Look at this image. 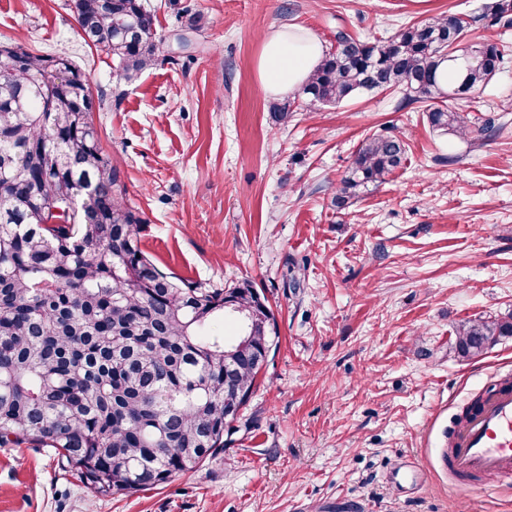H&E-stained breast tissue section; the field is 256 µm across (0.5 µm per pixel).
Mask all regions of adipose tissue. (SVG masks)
Here are the masks:
<instances>
[{"mask_svg": "<svg viewBox=\"0 0 512 512\" xmlns=\"http://www.w3.org/2000/svg\"><path fill=\"white\" fill-rule=\"evenodd\" d=\"M324 57V47L312 34L280 28L265 39L257 62L262 87L286 95L305 84Z\"/></svg>", "mask_w": 512, "mask_h": 512, "instance_id": "1", "label": "adipose tissue"}]
</instances>
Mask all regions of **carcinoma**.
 <instances>
[{
	"mask_svg": "<svg viewBox=\"0 0 512 512\" xmlns=\"http://www.w3.org/2000/svg\"><path fill=\"white\" fill-rule=\"evenodd\" d=\"M73 0L85 43L128 84L158 60L161 40L141 0ZM485 17L512 27V0ZM476 20L435 17L383 40L336 33V47L302 88L308 105L390 89L431 102L429 127L469 141L503 130L443 102L486 85L512 59L504 41L451 48ZM448 65V77L441 76ZM89 77L71 60L22 43L0 45V446L52 448L101 496L156 487L224 448L268 361L277 327L244 282L201 288L142 252V217L90 120ZM387 131L367 138L336 187L342 210L357 191L406 162ZM512 322L457 330L463 357L481 354Z\"/></svg>",
	"mask_w": 512,
	"mask_h": 512,
	"instance_id": "1",
	"label": "carcinoma"
}]
</instances>
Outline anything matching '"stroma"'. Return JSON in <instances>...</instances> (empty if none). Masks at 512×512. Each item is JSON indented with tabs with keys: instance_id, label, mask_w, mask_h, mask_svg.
I'll return each instance as SVG.
<instances>
[{
	"instance_id": "35a3bbf8",
	"label": "stroma",
	"mask_w": 512,
	"mask_h": 512,
	"mask_svg": "<svg viewBox=\"0 0 512 512\" xmlns=\"http://www.w3.org/2000/svg\"><path fill=\"white\" fill-rule=\"evenodd\" d=\"M164 61L134 84L88 47L71 0H0V44L72 57L89 75L100 145L139 212L142 250L204 288L250 283L279 345L196 469L102 497L54 450L0 447V512H512V490L457 494L448 440L471 400L512 380V336L463 357L470 320L512 321V63L452 110L505 124L467 145L401 94L355 95L275 124L256 62L288 25L331 46L382 38L487 0H142ZM408 160L336 209L365 136ZM456 162H449V155ZM299 287H291L292 278Z\"/></svg>"
}]
</instances>
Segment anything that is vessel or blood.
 I'll list each match as a JSON object with an SVG mask.
<instances>
[{"label": "vessel or blood", "instance_id": "obj_1", "mask_svg": "<svg viewBox=\"0 0 512 512\" xmlns=\"http://www.w3.org/2000/svg\"><path fill=\"white\" fill-rule=\"evenodd\" d=\"M450 471L512 486V386L498 384L450 437Z\"/></svg>", "mask_w": 512, "mask_h": 512}]
</instances>
